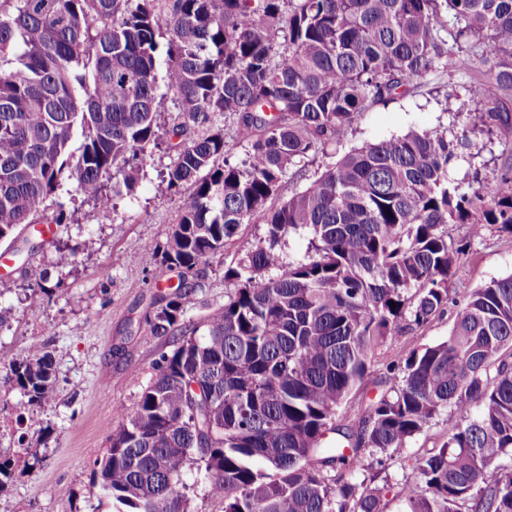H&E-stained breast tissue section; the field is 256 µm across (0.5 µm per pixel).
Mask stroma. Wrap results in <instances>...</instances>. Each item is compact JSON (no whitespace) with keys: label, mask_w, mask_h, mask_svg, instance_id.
Wrapping results in <instances>:
<instances>
[{"label":"stroma","mask_w":512,"mask_h":512,"mask_svg":"<svg viewBox=\"0 0 512 512\" xmlns=\"http://www.w3.org/2000/svg\"><path fill=\"white\" fill-rule=\"evenodd\" d=\"M468 74L438 71L421 80L413 96L363 112L358 128L347 134L343 149L387 139L409 129H443L461 135L468 127L470 106L464 87ZM449 168L450 178L468 184L491 182L504 165H512V143L483 132ZM171 163L162 152L148 159L133 197L118 199L113 214L92 220L93 205L84 201L74 182L63 180L55 199L65 206L67 223L54 239L28 228L14 246L0 245L9 276L0 307L11 314L0 326V367L25 357L29 347L44 344L55 371L51 400L38 408L39 424L20 422L24 401L19 389L0 378V512H114L95 481V463L106 452L104 421L113 409L133 411L142 389L156 375L160 356L172 340L151 335L148 320L177 282L176 271L161 261V247L178 221L179 201L164 191L160 174ZM264 225L244 224L237 241L201 264L196 304L190 324L202 323L223 306L229 284L227 267L236 265L248 242ZM449 237L466 241L455 275V300L492 280L512 275V237L488 231L470 239L469 227L452 224ZM82 244L79 254L70 248ZM453 308L428 324L385 337L371 359L370 375L338 407L335 425L357 431L370 402L379 398L388 364L409 351L447 339ZM446 421L416 436L383 467L375 485L403 482L416 457L442 443Z\"/></svg>","instance_id":"35a3bbf8"}]
</instances>
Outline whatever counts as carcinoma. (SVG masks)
<instances>
[{
    "instance_id": "carcinoma-1",
    "label": "carcinoma",
    "mask_w": 512,
    "mask_h": 512,
    "mask_svg": "<svg viewBox=\"0 0 512 512\" xmlns=\"http://www.w3.org/2000/svg\"><path fill=\"white\" fill-rule=\"evenodd\" d=\"M464 43L488 47L466 88L472 127L512 141V112L487 96L512 92V0H0V241L45 218L65 178L98 220L154 151L172 157L163 182L179 218L161 259L183 279L148 324L174 348L135 411L113 412L94 470L123 512H189L193 465L224 512H388L393 498L403 512H512V276L470 291L446 340L390 365L360 430L333 425L379 341L448 304L466 245L447 225L512 236V166L464 187L449 178L463 139L411 129L276 202L369 107L433 71L474 69ZM162 55L183 115L168 129ZM243 224L265 236L224 271L233 291L203 331L187 328L200 284L185 276ZM304 228L306 259L286 260ZM7 380L34 416L53 394L44 345ZM446 413L442 444L403 482L356 481Z\"/></svg>"
}]
</instances>
